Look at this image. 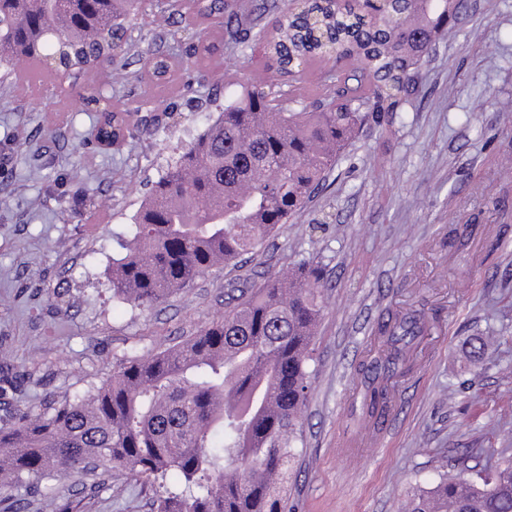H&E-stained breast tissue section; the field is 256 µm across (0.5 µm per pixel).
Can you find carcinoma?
I'll return each instance as SVG.
<instances>
[{
  "label": "carcinoma",
  "instance_id": "1",
  "mask_svg": "<svg viewBox=\"0 0 512 512\" xmlns=\"http://www.w3.org/2000/svg\"><path fill=\"white\" fill-rule=\"evenodd\" d=\"M464 0H379L336 9V0H283L278 31L255 29L251 12L227 0H162L160 12L205 37L183 54H136L134 20L141 0H0V83L21 59L73 74L110 66V88L129 76L166 87L179 74L218 68L224 36L235 48L264 43L272 64L256 81L239 83L217 103L216 118L179 149L134 217L124 253L112 258V297L149 310L217 264L234 265L316 195L347 146L370 121L392 112L417 82L420 62L448 34ZM336 56V70H318L322 93L309 105L285 78ZM95 140L133 149L139 118L93 88ZM250 179L242 192L234 183ZM325 268L304 257L285 273L240 290L224 317L172 348L118 362L87 395L50 401L34 417L14 414L0 426V486L40 491L57 477L127 470L153 487L152 512H287L288 474L302 438L312 343L324 304ZM427 329L418 311L378 324L382 352L362 363L365 413L391 406L384 381L405 370ZM489 341L475 337L469 357L481 361ZM481 448H464L456 473L417 486L401 512H512V458H499L491 477L469 476ZM179 475L174 489L168 473Z\"/></svg>",
  "mask_w": 512,
  "mask_h": 512
}]
</instances>
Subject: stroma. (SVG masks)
Wrapping results in <instances>:
<instances>
[{
	"mask_svg": "<svg viewBox=\"0 0 512 512\" xmlns=\"http://www.w3.org/2000/svg\"><path fill=\"white\" fill-rule=\"evenodd\" d=\"M155 3L137 21L140 54L197 41L192 27L170 37ZM465 3L398 111L364 126L301 213L237 266L145 311L113 299L112 257L166 161L209 123L199 98L235 96L225 72L244 81L259 64L228 50L224 72L190 71L188 90L156 105L161 125L122 153L90 135L93 75L57 76L32 96L0 87V364L29 374L6 393L14 410L86 394L123 356L179 344L221 317L229 281L313 255L325 309L290 512H398L412 487L450 470L454 449H481V468L512 457V0ZM406 310L424 313L429 331L390 380L385 418L361 421L365 348L378 322ZM476 336L491 341L479 366L466 356ZM41 489L0 488V512H47L46 492L58 510L80 499L89 512H151L149 486L127 471Z\"/></svg>",
	"mask_w": 512,
	"mask_h": 512,
	"instance_id": "1",
	"label": "stroma"
}]
</instances>
